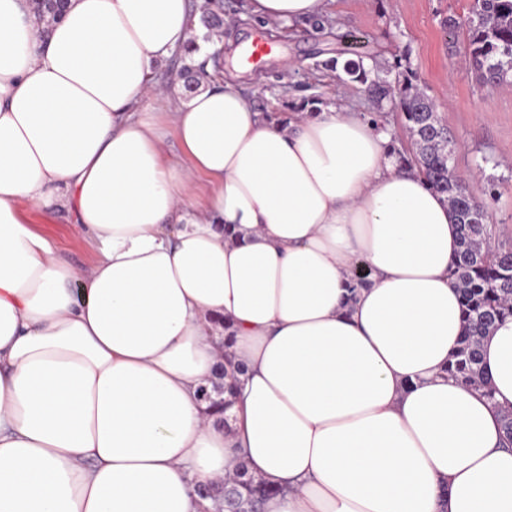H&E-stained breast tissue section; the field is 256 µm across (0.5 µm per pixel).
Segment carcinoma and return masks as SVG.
<instances>
[{"label":"carcinoma","instance_id":"carcinoma-1","mask_svg":"<svg viewBox=\"0 0 512 512\" xmlns=\"http://www.w3.org/2000/svg\"><path fill=\"white\" fill-rule=\"evenodd\" d=\"M65 0H31L40 18L55 19ZM223 4L207 0L200 22L209 31L220 28ZM448 33L466 34L467 73L483 85L512 84V0H473L464 20L448 16ZM397 56L391 66L394 77L380 76L361 60H348L343 71L349 81L364 86L369 99L382 108L398 112L409 133L412 149L394 148L400 164L413 166L438 193L444 195L457 217L460 246L452 274L462 307L463 336L448 361V375L492 397L491 383L482 368L480 345L495 324L512 316V244L496 242L500 228L490 222V207L497 199L494 184L485 198H476L467 180L456 175L454 150L448 129L439 118L437 105L415 85L416 73ZM207 61L184 65L181 76L188 89L196 90L205 77ZM237 507L249 512L260 500L272 494L241 469L235 482Z\"/></svg>","mask_w":512,"mask_h":512}]
</instances>
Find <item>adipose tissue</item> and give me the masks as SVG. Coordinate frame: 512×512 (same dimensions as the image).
<instances>
[{
  "instance_id": "obj_1",
  "label": "adipose tissue",
  "mask_w": 512,
  "mask_h": 512,
  "mask_svg": "<svg viewBox=\"0 0 512 512\" xmlns=\"http://www.w3.org/2000/svg\"><path fill=\"white\" fill-rule=\"evenodd\" d=\"M199 27L190 0H69L47 25L0 0V512H209L197 485L243 469L277 490L264 512H512V317L482 342L492 397L448 377V204L352 107L281 123L231 76L162 89L211 52ZM32 206L73 212L94 260ZM189 64H185L181 76L187 80L188 89L195 91L201 84L202 79L205 77V68L207 66V60L197 64L191 59ZM183 66V62L180 59V54L173 56L170 60L166 61L159 68V77L162 84L174 83L175 81L183 80L180 76V70ZM27 217L32 226L49 237L60 253L75 267L87 265L94 256L93 246L78 232L74 216L67 209L58 208L49 217L31 207Z\"/></svg>"
}]
</instances>
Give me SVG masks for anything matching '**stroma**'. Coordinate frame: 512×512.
Listing matches in <instances>:
<instances>
[{
    "mask_svg": "<svg viewBox=\"0 0 512 512\" xmlns=\"http://www.w3.org/2000/svg\"><path fill=\"white\" fill-rule=\"evenodd\" d=\"M471 0H335L333 31L314 32L295 23L279 38L277 51L242 72L240 82L256 107L279 112L306 99L329 106L344 101L372 111L363 86L344 81L343 70L326 62L344 50L346 58L387 70L396 55L407 54L418 84L438 106L456 145L455 169L469 177L475 196L495 184L498 199L490 220L512 232V85L490 87L466 75L464 36L448 39L442 22L465 17ZM32 226L49 237L76 267L87 265L94 249L78 232L73 214L56 209L43 215L29 208Z\"/></svg>",
    "mask_w": 512,
    "mask_h": 512,
    "instance_id": "obj_1",
    "label": "stroma"
}]
</instances>
